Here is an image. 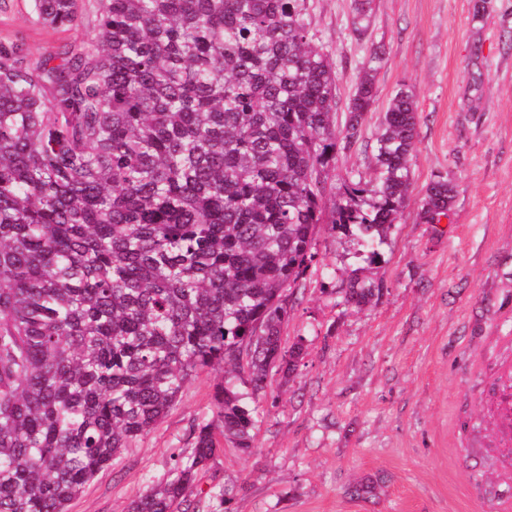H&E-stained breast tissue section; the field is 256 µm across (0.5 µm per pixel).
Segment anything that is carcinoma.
<instances>
[{
    "label": "carcinoma",
    "instance_id": "1",
    "mask_svg": "<svg viewBox=\"0 0 512 512\" xmlns=\"http://www.w3.org/2000/svg\"><path fill=\"white\" fill-rule=\"evenodd\" d=\"M47 27L83 38L33 63L0 42V512L69 502L153 429L190 379L216 387V416L190 455L130 512H189L199 470L229 442L250 451L255 403L284 346L290 290L316 263L323 191L363 135L382 52L370 50L336 126L337 76L307 0H28ZM371 0H354L363 38ZM418 112L399 87L380 123L376 176L344 182L333 228L364 261L409 200ZM440 177L420 204L448 217ZM381 288L350 279L361 309Z\"/></svg>",
    "mask_w": 512,
    "mask_h": 512
}]
</instances>
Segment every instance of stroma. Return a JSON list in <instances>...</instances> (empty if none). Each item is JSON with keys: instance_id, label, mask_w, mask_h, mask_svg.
<instances>
[{"instance_id": "1", "label": "stroma", "mask_w": 512, "mask_h": 512, "mask_svg": "<svg viewBox=\"0 0 512 512\" xmlns=\"http://www.w3.org/2000/svg\"><path fill=\"white\" fill-rule=\"evenodd\" d=\"M372 0L364 39L353 0H308L316 41L347 100L370 45L385 56L363 138L340 152L324 190L373 176L375 135L398 87L419 121L410 199L377 264L330 224L317 264L290 301L285 345L305 355L273 372L253 447L223 448L200 472L201 508L224 482L230 512H512V465L499 443L494 401L512 382V0ZM24 39L31 60L70 35L44 27L27 0H0V41ZM443 176L455 186L448 218L422 223L419 200ZM378 284L360 310L343 294L351 275ZM221 368L192 379L166 417L69 504V512H129L192 447V424L215 413ZM373 482L367 495L359 483Z\"/></svg>"}]
</instances>
